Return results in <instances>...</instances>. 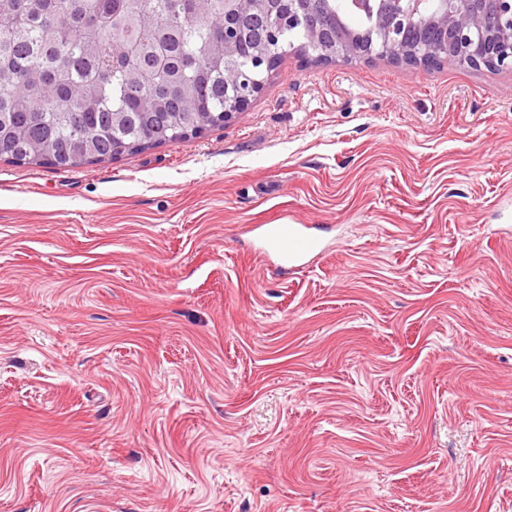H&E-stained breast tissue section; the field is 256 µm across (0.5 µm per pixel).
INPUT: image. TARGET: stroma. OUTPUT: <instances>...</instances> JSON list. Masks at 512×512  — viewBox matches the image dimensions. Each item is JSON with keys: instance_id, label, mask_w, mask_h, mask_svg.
Listing matches in <instances>:
<instances>
[{"instance_id": "35a3bbf8", "label": "stroma", "mask_w": 512, "mask_h": 512, "mask_svg": "<svg viewBox=\"0 0 512 512\" xmlns=\"http://www.w3.org/2000/svg\"><path fill=\"white\" fill-rule=\"evenodd\" d=\"M0 512H512V69L291 54L223 127L0 161ZM315 224H265L262 231L263 253L273 254L286 270L299 267L306 260L321 255L326 245L322 237L311 230Z\"/></svg>"}]
</instances>
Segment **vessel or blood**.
Wrapping results in <instances>:
<instances>
[{
    "instance_id": "vessel-or-blood-1",
    "label": "vessel or blood",
    "mask_w": 512,
    "mask_h": 512,
    "mask_svg": "<svg viewBox=\"0 0 512 512\" xmlns=\"http://www.w3.org/2000/svg\"><path fill=\"white\" fill-rule=\"evenodd\" d=\"M264 253L278 258L283 269L290 270L321 255L326 245L311 225L283 222L265 225L262 231Z\"/></svg>"
}]
</instances>
